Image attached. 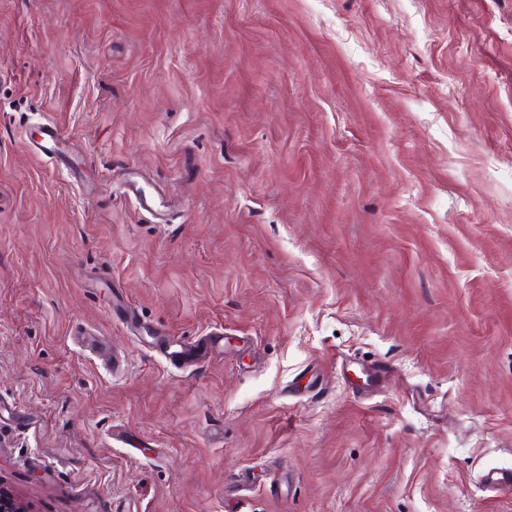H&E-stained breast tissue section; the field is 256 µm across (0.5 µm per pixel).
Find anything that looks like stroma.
<instances>
[{"label":"stroma","mask_w":512,"mask_h":512,"mask_svg":"<svg viewBox=\"0 0 512 512\" xmlns=\"http://www.w3.org/2000/svg\"><path fill=\"white\" fill-rule=\"evenodd\" d=\"M46 120L74 169L28 150ZM490 467L512 0H0L1 479L41 512H512ZM223 341L224 337L221 336V334H218L215 336H210L204 342L193 345V347L190 349L185 348L180 343H176L172 345L174 348L171 352L168 353V355L170 356L169 358L172 364L178 363L187 353H190L193 361L203 362L206 360L207 356L212 350L221 346Z\"/></svg>","instance_id":"stroma-1"}]
</instances>
